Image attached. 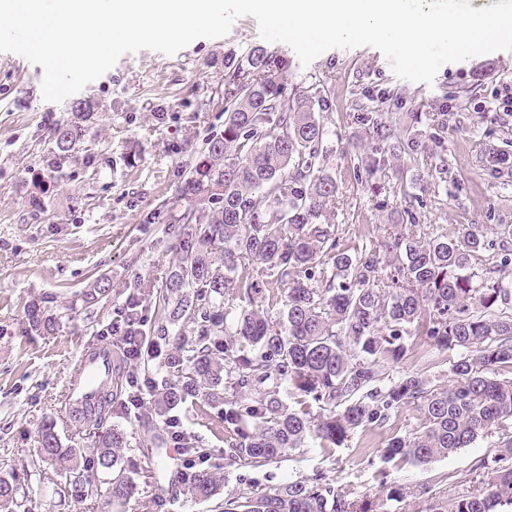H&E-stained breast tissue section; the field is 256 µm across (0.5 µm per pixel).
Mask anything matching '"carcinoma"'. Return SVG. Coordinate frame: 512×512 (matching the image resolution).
<instances>
[{
	"label": "carcinoma",
	"instance_id": "cac0c4a2",
	"mask_svg": "<svg viewBox=\"0 0 512 512\" xmlns=\"http://www.w3.org/2000/svg\"><path fill=\"white\" fill-rule=\"evenodd\" d=\"M288 59L257 46L229 66L224 80V130L212 135L180 187L183 210L171 217L175 261L157 289L151 283L120 318L131 333L151 322L162 371L143 383L128 375L123 410L141 409V387L152 397L150 415L166 418L187 400L217 410L224 423L227 467L258 469L300 448H340L357 431L382 430L400 409L419 414L416 428L391 435L375 449L388 467L425 465L498 437L482 457L478 480L448 498L419 490L418 512H512V312L499 307L512 289L497 276L512 265V226L498 225L499 242L464 225L456 237H422L411 224L375 249L352 250L327 219L339 186L325 172L328 130L319 112L328 100L304 91L288 95ZM90 105L76 104V121L59 124L53 139L68 152L81 140L78 120ZM356 120L372 135L362 158L373 176L394 153L393 130L380 112ZM491 175H512V158L490 157ZM498 247L493 270L473 272L483 253ZM224 253L223 262L214 259ZM112 289L99 277L82 296L84 310ZM239 302L221 312L224 300ZM282 307L274 318L257 303ZM31 327L54 332L59 318L32 304ZM192 336L188 342L185 337ZM416 337L453 352L455 383L431 385L425 372L393 378L384 366L402 362ZM124 373L111 369L93 403L71 412L91 423L96 451L85 459L62 446L54 423L42 426L37 448L56 464L62 492L79 498L77 475L94 466L112 478V502L134 497L122 467L128 437L103 429L112 416V387ZM188 456L209 461L195 437L183 438ZM222 466L177 473L183 494L207 501L224 484ZM381 493H358L324 473L224 498L222 512H401L405 489L380 482ZM19 487L0 478V512H15Z\"/></svg>",
	"mask_w": 512,
	"mask_h": 512
}]
</instances>
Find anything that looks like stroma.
Wrapping results in <instances>:
<instances>
[{
	"instance_id": "stroma-1",
	"label": "stroma",
	"mask_w": 512,
	"mask_h": 512,
	"mask_svg": "<svg viewBox=\"0 0 512 512\" xmlns=\"http://www.w3.org/2000/svg\"><path fill=\"white\" fill-rule=\"evenodd\" d=\"M259 45L287 57L289 89L329 100L320 118L329 130L327 170L339 185L329 221L345 245L380 244L411 218L428 236L479 224L490 240L497 225L512 224V182L493 178L485 162L489 153H512V123L490 104L495 86L512 83V51L445 64L428 85L396 77L371 47L331 49L301 65L288 45L263 42L255 19L245 16L226 36L197 39L172 56L124 55L60 103L44 101L41 66L0 53V477L25 491L17 512H215L214 501L187 499L173 485L183 457L167 427L147 415L118 411L109 420L126 430L124 454L133 461L127 473L138 493L125 505L101 495L100 473L82 499L61 496L54 466L41 460L34 439L51 419L64 447L92 456L60 395L84 348L116 344L112 320L140 282L160 281L171 266L167 217L205 140L224 128V62ZM368 100L385 101L395 137L414 128L429 137L417 154L392 158L373 176L361 165L371 136L352 118ZM79 101L91 106L83 138L59 153L53 130L72 119ZM102 273L112 291L86 313L81 296ZM32 303L59 317L56 331L30 330ZM453 358L416 342L388 372L423 369L442 388L451 383ZM175 417L178 431L202 439L212 462H223L221 427L189 405ZM417 424L415 409L403 408L385 429L357 432L344 447L303 448L278 464L225 469L223 490L242 493L320 471L355 491L376 492L381 464L373 449ZM493 445L488 438L448 458L392 470L391 480L407 491L406 512H418L419 484L461 492Z\"/></svg>"
}]
</instances>
